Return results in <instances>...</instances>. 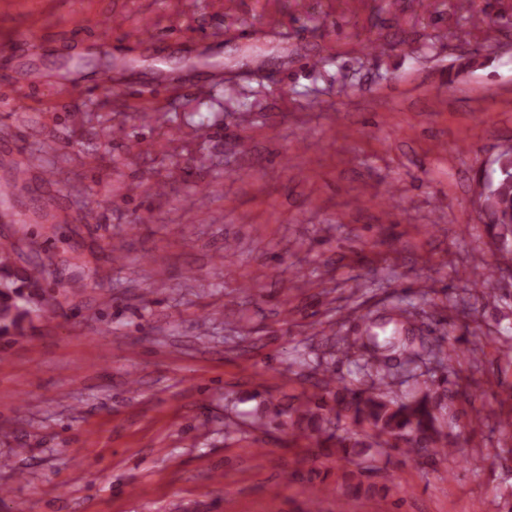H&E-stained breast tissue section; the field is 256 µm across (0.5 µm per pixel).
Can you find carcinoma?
<instances>
[{
  "label": "carcinoma",
  "instance_id": "cac0c4a2",
  "mask_svg": "<svg viewBox=\"0 0 512 512\" xmlns=\"http://www.w3.org/2000/svg\"><path fill=\"white\" fill-rule=\"evenodd\" d=\"M497 179L484 187L480 211L492 220L495 237L512 244V148L498 159ZM50 256L30 270H14L9 257L0 255V337L20 336L32 317L49 318L53 307L45 306L42 282L49 279ZM415 336L406 326V310L399 306L391 312L366 320L356 343L347 354L363 360L358 373L349 381L323 372L317 379V392L299 403L266 399L255 412L251 425L265 427L271 422L281 428L300 432L308 443L305 451L312 457L336 459L346 463L344 485L358 495L363 488L361 476L375 467L376 454L394 450L422 463L446 457L450 450L464 444L448 440L442 431L440 416L448 404L472 399L461 377L451 370L448 351L427 350L438 359L442 375L424 381L421 394L412 397L391 395L389 379L395 371L415 363L422 353L413 349ZM454 376L456 389L450 391L448 376Z\"/></svg>",
  "mask_w": 512,
  "mask_h": 512
}]
</instances>
